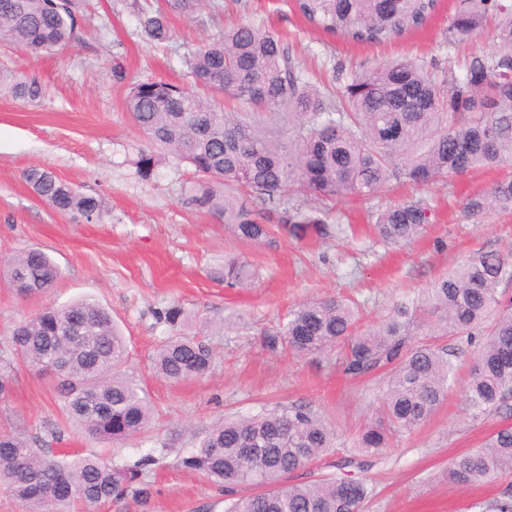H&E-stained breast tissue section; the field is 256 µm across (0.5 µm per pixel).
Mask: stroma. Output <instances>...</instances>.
<instances>
[{
	"mask_svg": "<svg viewBox=\"0 0 512 512\" xmlns=\"http://www.w3.org/2000/svg\"><path fill=\"white\" fill-rule=\"evenodd\" d=\"M215 2V20L174 17L175 38L168 44L145 40L124 0H86L80 40L73 46L40 55L0 46V65L34 75L46 88L35 105L0 95V258L34 247L61 269L56 287L42 296H18L0 281V345L16 323L41 306L96 300L111 311L125 336V371L144 388L152 408L151 425L139 437L115 444L74 427L57 444L62 453L110 455L119 466L154 455L157 463L146 475L151 497L129 496L70 512H225L224 490L186 471L181 458L225 418L299 406L335 429L336 446L284 475L283 483L336 476L364 481L369 490L364 512H490L491 502L512 500V476L481 487H464L448 477L452 460L480 448L499 427L512 425V398L497 412L473 417L464 394L473 348L465 337L439 340L457 366L446 400L414 432L391 434L379 456L360 451L356 439L382 404L388 370L350 379L337 351L298 356L264 345L302 302L353 296L364 305L365 321H374L476 253L511 251L512 212H495L476 224L463 207L473 194L512 179V164L454 175L444 185L398 183L384 196L339 203L332 221L346 225L365 223L368 212L393 201L429 200L439 220L406 246L338 232L301 240L286 229L269 242L243 243L215 218L185 205L188 167L161 166L148 182L136 177L132 161L147 142L123 107L126 84L112 78L118 60L128 82L154 78L192 85L178 56L244 17L288 34L314 82L325 90L338 85L332 66L339 61L370 68L405 56L444 66L443 32L460 0H441L426 28L386 46L352 45L318 32L291 0ZM31 166L49 169L80 193L100 199L101 220L74 219L40 199L22 177ZM228 254L243 255L258 269L254 287H225ZM172 304L215 324L234 319L225 332L206 334L216 357L203 377L175 383L151 371L150 359L170 333L156 313ZM61 418L50 378L19 368L11 397L0 402V430L41 436Z\"/></svg>",
	"mask_w": 512,
	"mask_h": 512,
	"instance_id": "1",
	"label": "stroma"
}]
</instances>
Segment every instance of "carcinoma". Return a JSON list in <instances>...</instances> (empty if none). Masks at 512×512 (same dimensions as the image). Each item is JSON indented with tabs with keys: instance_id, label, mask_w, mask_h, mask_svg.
I'll return each mask as SVG.
<instances>
[{
	"instance_id": "obj_1",
	"label": "carcinoma",
	"mask_w": 512,
	"mask_h": 512,
	"mask_svg": "<svg viewBox=\"0 0 512 512\" xmlns=\"http://www.w3.org/2000/svg\"><path fill=\"white\" fill-rule=\"evenodd\" d=\"M203 0H152L137 8L141 33L155 43L174 38L171 16L195 17ZM440 0H294L312 28L356 45H380L427 26ZM82 0H0V43L30 54L64 49L79 39ZM492 27L494 50L463 65L428 66L396 58L364 69L333 66L340 86L326 93L314 84L280 34L249 20L224 28L211 42L180 58L195 83L233 102L226 112L182 85L147 79L130 85L124 106L151 148L140 150L135 172L152 180L164 163L185 164L192 178L187 204L220 220L233 237L267 242L273 223L293 235L325 238L336 206L392 190L445 184L448 175L512 163V0H466L445 32L448 47ZM34 103L45 95L35 77L0 68V93ZM24 181L49 205L87 222L101 220V202L76 192L52 171L32 166ZM477 218L512 211V179L467 199ZM387 245L415 241L435 220L425 199L389 203L371 213ZM0 276L28 297L44 294L61 276L38 248L0 265ZM257 270L236 257L224 260V284L246 288ZM512 284V251L481 252L435 281L423 298L396 305L371 323L357 303L340 298L306 302L291 310L281 334L267 346L297 355L342 346L343 373L356 377L391 367L378 420L356 445L380 454L392 432H410L443 402L456 366L431 344L407 347L422 319L434 336L481 337L465 395L479 415L512 396V308L501 307L499 288ZM174 334L156 349L151 366L180 382L212 368V348L191 333L194 317L179 305L156 313ZM127 343L98 302L84 298L48 307L13 329L0 356V401L8 399L19 367L50 375L67 418L103 441L145 433L152 410L146 392L123 374ZM334 433L302 408L224 420L181 459L232 495L225 512H361L368 489L360 480L323 479L280 487L279 479L333 447ZM145 455L117 466L97 454L50 455L19 433H0V486L29 512H56L77 502L92 505L128 495L147 498ZM512 474V426H503L479 449L453 461L450 477L480 485Z\"/></svg>"
}]
</instances>
